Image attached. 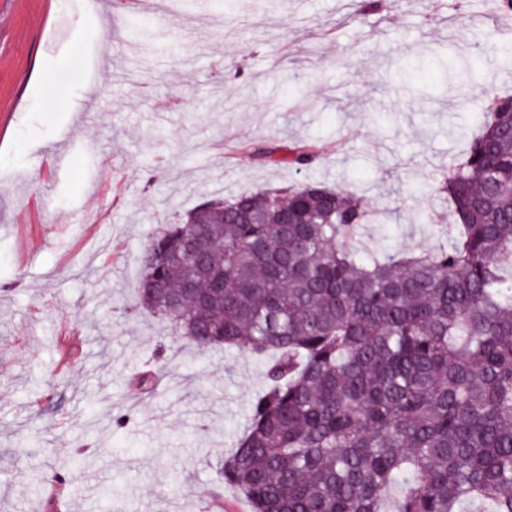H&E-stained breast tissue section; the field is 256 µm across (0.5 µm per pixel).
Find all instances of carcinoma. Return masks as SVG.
I'll return each instance as SVG.
<instances>
[{
	"label": "carcinoma",
	"mask_w": 512,
	"mask_h": 512,
	"mask_svg": "<svg viewBox=\"0 0 512 512\" xmlns=\"http://www.w3.org/2000/svg\"><path fill=\"white\" fill-rule=\"evenodd\" d=\"M511 126L498 92L438 184L454 223L436 250H358L371 210L320 181L206 199L151 236L139 307L174 344L266 362L210 500L231 485L250 512H512ZM318 152L299 142L288 165Z\"/></svg>",
	"instance_id": "carcinoma-1"
}]
</instances>
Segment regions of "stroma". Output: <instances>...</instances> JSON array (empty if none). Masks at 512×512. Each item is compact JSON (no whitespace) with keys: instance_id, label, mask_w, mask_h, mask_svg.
<instances>
[{"instance_id":"obj_1","label":"stroma","mask_w":512,"mask_h":512,"mask_svg":"<svg viewBox=\"0 0 512 512\" xmlns=\"http://www.w3.org/2000/svg\"><path fill=\"white\" fill-rule=\"evenodd\" d=\"M167 2L0 0V512H49L45 480L74 456L60 512H214L216 458L247 428L265 367L160 350L167 327L135 309L158 225L317 180L366 200L363 246L390 234L434 249L437 185L491 91L512 89L486 51L505 36L487 0H381L363 23L357 0H207L131 40L130 8L148 23ZM301 140L322 151L298 171L254 152ZM153 367L158 391L137 395ZM112 481L117 509L100 495Z\"/></svg>"}]
</instances>
